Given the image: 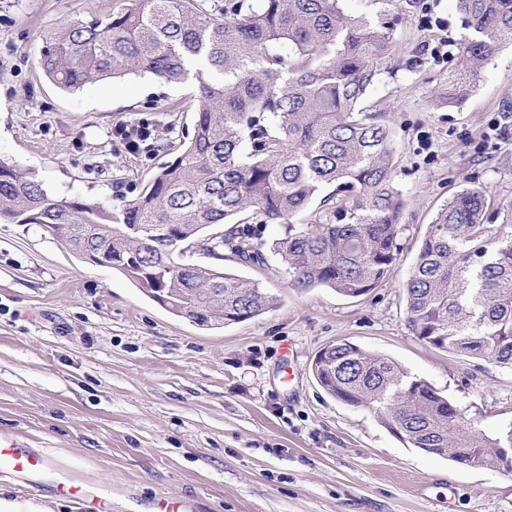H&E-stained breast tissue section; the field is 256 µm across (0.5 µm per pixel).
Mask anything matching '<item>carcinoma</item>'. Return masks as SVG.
<instances>
[{
    "label": "carcinoma",
    "instance_id": "obj_1",
    "mask_svg": "<svg viewBox=\"0 0 512 512\" xmlns=\"http://www.w3.org/2000/svg\"><path fill=\"white\" fill-rule=\"evenodd\" d=\"M259 2L256 9L236 6L226 19L198 0H125L105 19H74L44 36L39 67L63 89L127 71L193 81L195 133L135 199L113 209L58 200L41 181L0 161V220L67 224L91 249L140 225L145 242H125L123 255L112 257L115 268L143 292L161 291L183 305L182 317L206 307L212 328L268 312L277 298L168 251L163 234L170 226L192 243L226 224L210 251L262 264L247 228L260 217L285 225L270 249L295 287L325 286L348 297L377 287L400 253L402 203L390 129L367 112L365 100L394 22L353 17L342 0ZM457 4L470 36L448 76L450 101L465 96L484 63L512 42V0ZM281 42L292 45L295 61L270 53ZM317 199L319 210L307 213ZM303 214L306 222H295ZM491 219L480 187L462 190L437 213L403 285L406 314L422 344L512 368V235H490ZM316 378L341 402L376 413L412 448L512 473L501 453L512 448V426L488 436L385 356L336 342Z\"/></svg>",
    "mask_w": 512,
    "mask_h": 512
}]
</instances>
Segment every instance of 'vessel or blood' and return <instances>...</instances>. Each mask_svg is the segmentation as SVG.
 <instances>
[{
    "mask_svg": "<svg viewBox=\"0 0 512 512\" xmlns=\"http://www.w3.org/2000/svg\"><path fill=\"white\" fill-rule=\"evenodd\" d=\"M0 473L22 477L29 489L40 491L51 488L54 494L81 499L88 512H106L108 500L92 486L58 474L54 462L44 453L16 444L0 446ZM199 502L192 498L173 500L164 496L155 498L153 512H198Z\"/></svg>",
    "mask_w": 512,
    "mask_h": 512,
    "instance_id": "b4317fda",
    "label": "vessel or blood"
}]
</instances>
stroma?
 Instances as JSON below:
<instances>
[{
    "label": "stroma",
    "instance_id": "1",
    "mask_svg": "<svg viewBox=\"0 0 512 512\" xmlns=\"http://www.w3.org/2000/svg\"><path fill=\"white\" fill-rule=\"evenodd\" d=\"M120 0H0V159L63 200L107 208L140 194L194 134L192 83L151 75L75 92L37 67L43 37L104 18ZM395 18L366 104L390 131L402 194L401 252L381 285L351 298L292 286L281 259L194 253L275 294L277 307L218 329L176 317L121 272L82 262L35 224L0 222V444L41 450L111 494V512L195 497L203 512H512V474L408 447L373 412L329 395L311 365L338 341L395 361L494 435L512 425V369L420 343L403 285L437 212L469 187L512 233V45L468 95L448 100V60L469 30L456 0H343ZM148 123L138 151L115 126ZM0 494L45 512L82 504L0 474Z\"/></svg>",
    "mask_w": 512,
    "mask_h": 512
}]
</instances>
